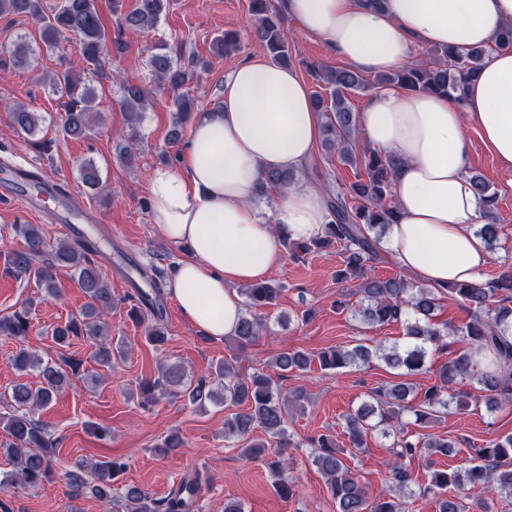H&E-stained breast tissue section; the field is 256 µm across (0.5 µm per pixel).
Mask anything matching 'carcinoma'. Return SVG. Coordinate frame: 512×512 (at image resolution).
I'll return each mask as SVG.
<instances>
[{
    "label": "carcinoma",
    "mask_w": 512,
    "mask_h": 512,
    "mask_svg": "<svg viewBox=\"0 0 512 512\" xmlns=\"http://www.w3.org/2000/svg\"><path fill=\"white\" fill-rule=\"evenodd\" d=\"M169 8V0H134L132 7L121 13L119 31L140 34L154 30ZM250 12L255 17V36L263 44L272 60L288 64V37L285 17L273 0H250ZM23 16L38 24L39 38L48 51L61 46L70 35L78 37L83 72L94 78H105L102 55L113 43L122 52L125 43L117 38L109 40L98 0H58L47 6L46 0H0V17ZM512 47V25L504 27L494 45L465 49L435 48L427 63L406 64L401 68L381 73L369 81L352 66L333 67L306 62L304 66L318 82L324 84L326 94L313 95L315 110L324 115L322 147L338 160L359 167L363 177L346 189L327 197L331 222L318 237L304 242L289 238L282 244L294 259L310 253L336 251L339 269L336 280L350 281L359 296L356 303L348 300L338 306L349 310L368 328L373 329L400 323L406 342L390 347L371 345L360 339L349 347H331L313 357L303 351H284L271 362L279 371L278 378L290 373L308 370L313 359H318L320 370L338 371L359 364H368L373 358L386 367L416 375L428 371L427 361L438 350L452 341L461 345L460 354L442 364L434 373V382L421 399L414 395L415 387L405 381L388 382L372 392L370 400L354 413L346 415V435L349 448L367 447V436L376 431L394 436L388 448L392 456V484L372 495L346 463L347 450L336 446V440L322 435L311 441L316 451L311 462L325 480V485L336 502V512H404L401 493L413 478L408 469L411 461L424 460L434 464L432 456H448L457 443L443 438L405 431L403 416L414 417V424L424 427L453 409L457 412L484 405L495 410L512 402V268L491 279L472 283H453L443 287L428 286L405 275L382 279L373 273L380 262V242L388 225L396 222L398 212L388 203L396 162L367 146L358 147L357 112L349 97L375 86L395 85L413 92H426L462 99L466 87L479 74L484 60L493 48ZM34 54L28 38L20 35L10 48L0 50V71L19 68L30 63ZM182 46L162 43L147 59L153 76L163 87L176 93V109L169 143L181 140L182 131L190 122L193 101L183 92L198 72L208 68V62H197L188 67L181 63ZM52 85L66 96L62 115V132L70 138H83L91 130L92 114L97 107L96 90L81 84L74 72L67 69L54 73ZM122 104L131 125L141 122L149 101V92L140 83L122 84ZM8 112L9 122L16 130L33 135L40 130L41 116L22 104L0 106ZM79 178L90 191L100 188L101 177L96 164L85 159L79 164ZM296 171H267L260 182V196L280 193L296 183ZM471 188L483 201L486 223L478 225L476 235L487 246L499 242L501 224L496 214L497 196L490 184L478 174L469 176ZM22 246L4 254L0 273L16 280L34 282L47 298L59 296L55 271L66 269L77 276V284L87 298L83 310L76 316L55 325L52 337L55 344L67 348L75 339H85L94 347L96 362L112 367L115 352L105 337L107 316L114 306L112 290L99 270L98 248L89 249L68 242L51 243L38 224H16L13 227ZM165 272L155 270L151 288L138 289L128 296L130 315L137 324L151 319L145 339L154 346L165 343L164 309L160 303ZM283 288L273 281H260L240 289L248 311L241 315L234 338L240 349L258 339L264 322L255 311L274 304ZM448 296L467 312V321L461 326H450L435 321L438 297ZM30 310L24 306L12 314L0 317V336L24 343L30 333ZM242 358L232 356L217 364L215 371L197 379H188L178 365H164L158 377L143 379L139 385L140 398L148 403L157 400V394L182 395L191 403L216 401L239 408L224 417V439L241 442L242 454L250 459L263 458L268 441L279 448H290L287 431L288 411H305L310 402L307 392L297 389L284 393L272 378L260 371L244 374L240 371ZM15 368L35 371L38 386L17 383L8 391L12 413L0 416V455L12 462L4 483L13 488H36L54 477V457L59 440L51 437L35 412L48 407L72 379L78 377L80 362L73 357L58 354V359H44L20 347L13 357ZM476 376L478 393L454 388L457 378ZM261 429L267 439L252 437ZM275 476V488L280 498L290 500L297 494V486L288 475V460L281 455L266 462ZM127 463L121 458L100 461L84 471L63 474L72 498L87 493L108 502L112 499V480L123 472ZM199 474L188 475L167 496L153 498L138 486L125 491V512H197ZM480 486L488 494L512 496V434L499 435L474 449V456L464 470H435L423 493L436 497L438 512H489L488 501L468 503V491Z\"/></svg>",
    "instance_id": "obj_1"
}]
</instances>
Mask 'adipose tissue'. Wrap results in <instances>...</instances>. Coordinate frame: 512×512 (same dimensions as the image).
<instances>
[{"instance_id": "1", "label": "adipose tissue", "mask_w": 512, "mask_h": 512, "mask_svg": "<svg viewBox=\"0 0 512 512\" xmlns=\"http://www.w3.org/2000/svg\"><path fill=\"white\" fill-rule=\"evenodd\" d=\"M303 33L368 73L404 66L413 44H491L512 23V0H279ZM504 169H512V49L486 60L462 101L390 86L359 116L371 148L393 157L398 223L385 249L410 277L435 286L477 280L492 260L472 230L483 204L470 187L466 122ZM321 136L306 81L291 68L250 60L224 81L218 107L193 113L174 165L155 169L149 206L166 241L185 246L169 290L205 335H233L242 313L235 288L282 261V238L308 241L330 220L323 196L305 182L283 193L273 221L255 207L265 171L308 165Z\"/></svg>"}]
</instances>
